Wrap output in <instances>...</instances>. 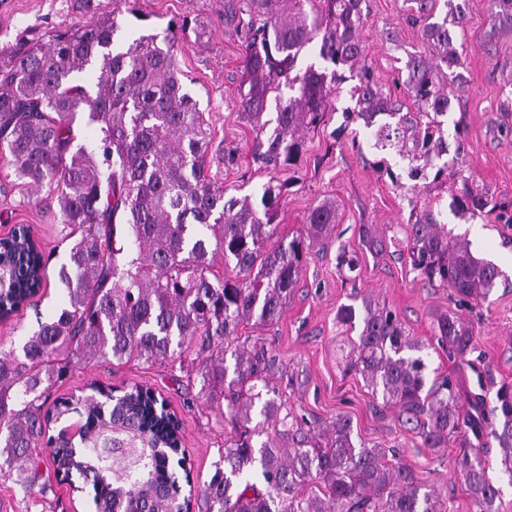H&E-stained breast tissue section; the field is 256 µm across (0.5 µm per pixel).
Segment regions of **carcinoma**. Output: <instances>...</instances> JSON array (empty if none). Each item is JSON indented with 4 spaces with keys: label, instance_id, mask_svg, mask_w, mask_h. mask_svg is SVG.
<instances>
[{
    "label": "carcinoma",
    "instance_id": "obj_1",
    "mask_svg": "<svg viewBox=\"0 0 512 512\" xmlns=\"http://www.w3.org/2000/svg\"><path fill=\"white\" fill-rule=\"evenodd\" d=\"M423 22L422 36L436 59L411 54L404 85L418 105L421 123L373 79L366 65L362 0H248L259 21L247 25L240 86L243 118L255 128L253 156L261 167H292L300 158L304 132L331 107L339 70L356 74L349 121L371 130L373 147L395 149L409 162L410 176L426 177L448 154L442 117L449 98L441 87L445 70L462 64L456 47L469 0H406ZM492 15L512 24V0H488ZM444 12L437 13V5ZM119 12L66 24L45 35L21 32L0 48V149L21 184L56 195L61 232L71 241L58 270L67 303L37 320L22 342V356L0 355V472L25 489L66 482L74 492L92 487L100 512H128L137 498L151 512H438V501L411 470L385 463L380 448L356 446L351 421L338 417L311 435L285 410L276 389L262 412L282 426L279 440L254 446L251 426L258 383L268 384L274 361L264 349L234 351V377L226 380L224 345L244 322L273 323L299 283L306 240L328 236L336 205L322 201L306 218V236L271 244L283 185L271 181L252 195L225 199L224 188L205 174L209 134L197 101L185 90L174 46L141 35L115 42ZM320 42H315V39ZM317 43L324 67L296 69L300 54ZM275 115L264 119L268 94ZM99 127L89 146L76 143L81 115ZM462 181L455 204L472 213H512L468 184L454 160L439 167ZM32 229L20 228L11 242L26 251L15 287L0 295L5 315L19 310L48 280L50 256ZM413 269L431 284L450 288L464 301L484 298L501 275L473 255L467 241L450 238L426 217L406 225ZM365 246L385 248L373 225H360ZM234 264L233 279L211 272L215 252ZM338 320L350 330L361 322L358 340L345 357L346 370L362 376L372 395L397 410L428 448L452 441L458 469L478 512H492L498 489L483 455L495 441L504 472L512 476V385H501L496 405L482 394L462 391L444 377L426 386L424 346L405 336L396 315L370 301L359 312L344 305ZM473 324L450 314L434 323V337L461 360L472 350ZM112 357L146 363L170 359L197 369L202 393L221 394L240 429L224 444V456L197 495H182L190 482L186 449L175 415L154 393L137 385L119 397L98 391L78 406L84 419L79 445L45 438L47 424L71 411L66 399L41 414L39 401L71 370L74 360ZM129 452L105 464L100 449L109 441ZM50 448L53 470L41 469L35 449ZM311 483L319 493L306 494Z\"/></svg>",
    "mask_w": 512,
    "mask_h": 512
}]
</instances>
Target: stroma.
<instances>
[{"instance_id": "obj_1", "label": "stroma", "mask_w": 512, "mask_h": 512, "mask_svg": "<svg viewBox=\"0 0 512 512\" xmlns=\"http://www.w3.org/2000/svg\"><path fill=\"white\" fill-rule=\"evenodd\" d=\"M115 0H0V46L25 30L46 32L62 23L78 24L111 13ZM245 0H133L123 12L122 36L154 33L166 37L171 25H185L177 42V64L188 92L199 103L211 133L208 176L222 185L225 197L259 194L268 180L284 183L277 206L276 237L289 240L303 233L309 211L324 199L336 202L338 223L328 247L313 246L300 282L280 318L266 326L239 327L234 348L264 346L276 359L269 381L288 408L319 432L337 416L351 420L353 440L368 448L397 451L442 512H478L457 472V450L425 447L415 430L400 425L395 409L373 398L355 372L346 371L347 334L336 320L341 305L383 304L401 320L406 333L424 344L433 340L437 315L450 314L474 324V348L463 360L450 362L447 351L429 353L430 376H450L467 390L479 389L482 375L512 384V224L493 217L460 214L452 207L463 184L486 191L493 201L512 204V111L499 108L512 94V26L495 22L487 0H471L462 37L464 65L449 74L445 88L451 108L444 118L450 156L465 176L447 175L412 183L408 165L391 150L374 149L369 130L348 123L354 108L353 79L333 95L324 121L305 134V151L295 166L269 171L252 156L255 136L240 110L245 42L241 21ZM367 62L383 90L406 98L398 75L408 54H430L419 28L406 20L404 0H364ZM433 212L450 236L469 239L479 228L481 245L473 253L494 257L503 269L487 298L466 303L450 289L428 283L414 271L407 255L404 228L423 212ZM31 225L52 274L18 317L0 322V353L20 352L22 340L36 328L37 316H50L66 303L57 271L67 260L56 206L48 191L31 192L0 161V234L14 225ZM376 225L388 248L372 255L359 227ZM96 382L117 390L133 384L153 389L166 400L182 425L194 483L207 481L234 430L224 399H206L197 377L178 363L95 358L75 368L50 391L51 398L80 395ZM0 512H95L91 498L79 497L67 484L46 492H27L0 476Z\"/></svg>"}]
</instances>
